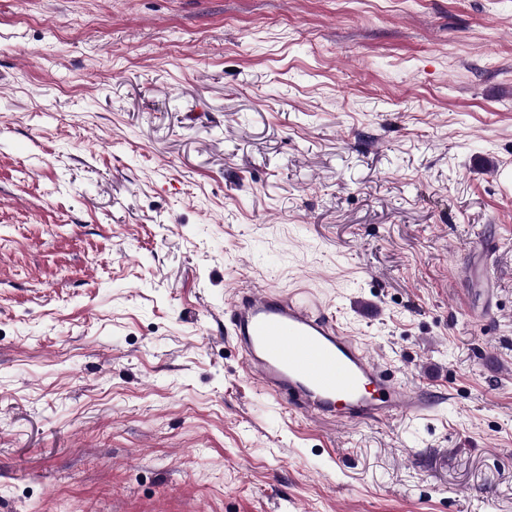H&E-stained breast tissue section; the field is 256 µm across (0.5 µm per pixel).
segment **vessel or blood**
<instances>
[{
	"instance_id": "vessel-or-blood-1",
	"label": "vessel or blood",
	"mask_w": 512,
	"mask_h": 512,
	"mask_svg": "<svg viewBox=\"0 0 512 512\" xmlns=\"http://www.w3.org/2000/svg\"><path fill=\"white\" fill-rule=\"evenodd\" d=\"M227 313L247 377L296 414L379 423L399 413L420 417L432 406L303 293L242 285Z\"/></svg>"
}]
</instances>
